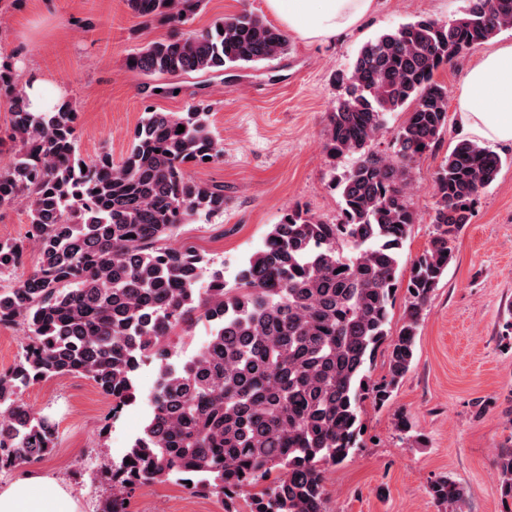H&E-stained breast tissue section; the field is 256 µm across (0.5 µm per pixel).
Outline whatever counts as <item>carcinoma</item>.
<instances>
[{
    "instance_id": "1",
    "label": "carcinoma",
    "mask_w": 512,
    "mask_h": 512,
    "mask_svg": "<svg viewBox=\"0 0 512 512\" xmlns=\"http://www.w3.org/2000/svg\"><path fill=\"white\" fill-rule=\"evenodd\" d=\"M125 2L145 22L171 27L126 58L150 95L174 92L173 78L211 76L287 50V35L247 10L195 32L186 25L204 0ZM504 29H512V0H468L447 24L422 17L366 42L346 97L327 115V157H356L333 183L338 218L287 209L230 287L224 270L193 248L167 244L182 225L224 215V188L188 172L224 156L206 101L184 112H145L124 160L87 163L76 154L72 104L31 110L1 68L13 160L0 171V206L26 200L39 258L0 287V325L29 337L0 372V470L57 447L56 422L20 399L28 387L82 376L116 411L135 398L141 362L166 361L167 339L205 322L211 330L198 353L164 368L152 415L129 462L112 470L102 512H127L135 489L168 481L226 499L257 487L252 512H326L324 467L355 448L365 400L384 405L409 371L430 295L502 167L477 141L456 140L434 173V235L404 275L401 251L422 220L409 196L411 170L448 129V86L435 75ZM396 112L407 118L386 155L375 143ZM26 250L22 240H0V274L25 268ZM401 287L404 322L393 335L390 308ZM381 348L387 375L374 384L370 368ZM495 466L512 499V448ZM431 494L442 512H461L466 489L443 476Z\"/></svg>"
}]
</instances>
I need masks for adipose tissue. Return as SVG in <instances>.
<instances>
[{
    "label": "adipose tissue",
    "instance_id": "obj_1",
    "mask_svg": "<svg viewBox=\"0 0 512 512\" xmlns=\"http://www.w3.org/2000/svg\"><path fill=\"white\" fill-rule=\"evenodd\" d=\"M268 11L290 34L327 42L355 28L370 13L373 0H265ZM467 131L491 144L512 143V43L486 52L463 78L456 98ZM38 478L0 486V512H79L63 487L45 492Z\"/></svg>",
    "mask_w": 512,
    "mask_h": 512
}]
</instances>
